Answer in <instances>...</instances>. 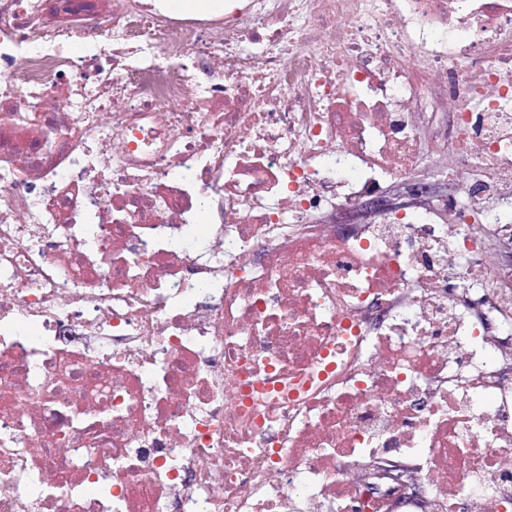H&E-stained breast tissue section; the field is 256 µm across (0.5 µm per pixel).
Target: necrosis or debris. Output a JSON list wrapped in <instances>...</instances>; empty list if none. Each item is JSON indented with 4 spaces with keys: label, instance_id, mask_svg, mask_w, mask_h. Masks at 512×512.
Returning a JSON list of instances; mask_svg holds the SVG:
<instances>
[{
    "label": "necrosis or debris",
    "instance_id": "4bbe7bcc",
    "mask_svg": "<svg viewBox=\"0 0 512 512\" xmlns=\"http://www.w3.org/2000/svg\"><path fill=\"white\" fill-rule=\"evenodd\" d=\"M482 222L512 0H0V512H506Z\"/></svg>",
    "mask_w": 512,
    "mask_h": 512
}]
</instances>
